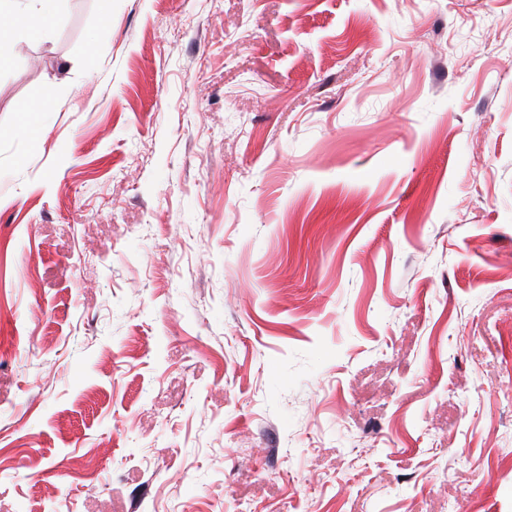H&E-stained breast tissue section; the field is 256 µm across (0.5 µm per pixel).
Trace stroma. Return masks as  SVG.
<instances>
[{
	"label": "stroma",
	"mask_w": 512,
	"mask_h": 512,
	"mask_svg": "<svg viewBox=\"0 0 512 512\" xmlns=\"http://www.w3.org/2000/svg\"><path fill=\"white\" fill-rule=\"evenodd\" d=\"M6 46L0 512H512V0Z\"/></svg>",
	"instance_id": "obj_1"
}]
</instances>
